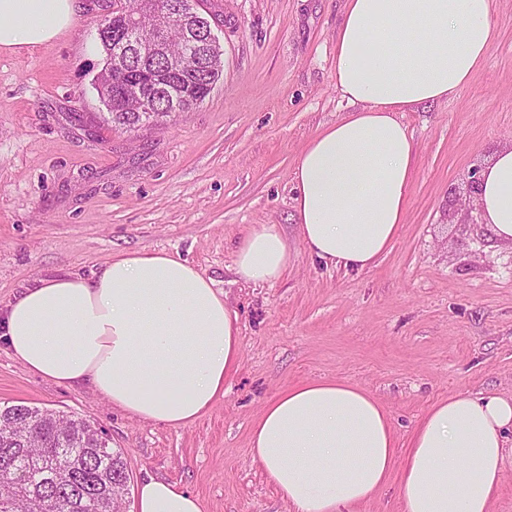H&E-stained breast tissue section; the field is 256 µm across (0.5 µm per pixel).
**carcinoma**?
<instances>
[{
	"label": "carcinoma",
	"instance_id": "obj_1",
	"mask_svg": "<svg viewBox=\"0 0 512 512\" xmlns=\"http://www.w3.org/2000/svg\"><path fill=\"white\" fill-rule=\"evenodd\" d=\"M133 5L112 12L114 49L123 37V23ZM203 24L198 16L173 20L171 44L177 48L181 30ZM222 69L198 67L174 74L163 58L133 60L130 75L164 85L178 98L179 111L189 112L202 103ZM98 96L113 127L131 131L140 124L133 112H124L118 85L99 87ZM121 452L97 435L88 419L64 416L26 405H0V512H119L128 484Z\"/></svg>",
	"mask_w": 512,
	"mask_h": 512
}]
</instances>
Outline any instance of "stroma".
<instances>
[{
	"instance_id": "stroma-1",
	"label": "stroma",
	"mask_w": 512,
	"mask_h": 512,
	"mask_svg": "<svg viewBox=\"0 0 512 512\" xmlns=\"http://www.w3.org/2000/svg\"><path fill=\"white\" fill-rule=\"evenodd\" d=\"M225 55L204 102L163 125L108 129L92 79L98 19L112 0H78L53 43L0 53V308L37 280L86 278L112 255L166 251L211 277L238 315L242 360L194 424L143 422L85 385L13 360L0 338V403L78 414L103 429L130 477L163 479L203 512H290L254 461L252 423L278 392L308 381L365 388L399 446L430 405L512 394V244L461 223L466 179L512 140V0H496L499 39L449 100L402 113L416 146L407 221L371 269L333 268L300 241L298 151L348 110L333 55L343 0H196ZM275 224L291 261L272 285L238 281L248 227Z\"/></svg>"
}]
</instances>
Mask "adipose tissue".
Returning <instances> with one entry per match:
<instances>
[{
  "mask_svg": "<svg viewBox=\"0 0 512 512\" xmlns=\"http://www.w3.org/2000/svg\"><path fill=\"white\" fill-rule=\"evenodd\" d=\"M495 0H344L336 90L353 104L319 129L292 173L295 219L311 256L377 265L405 222L415 147L399 115L456 96L484 65L498 32ZM75 0H0V52L34 48L68 30ZM472 197L492 240L512 243V142L477 174ZM274 224L243 235L234 270L247 284L288 270ZM0 333L28 371L85 384L132 417L183 427L224 394L242 357L238 316L197 266L166 252L121 253L91 278L39 280L10 301ZM512 439V395L434 403L405 453L385 405L367 390L310 381L266 403L251 448L291 512H340L401 477L403 512H491ZM137 512H203L197 496L149 480Z\"/></svg>",
  "mask_w": 512,
  "mask_h": 512,
  "instance_id": "obj_1",
  "label": "adipose tissue"
}]
</instances>
